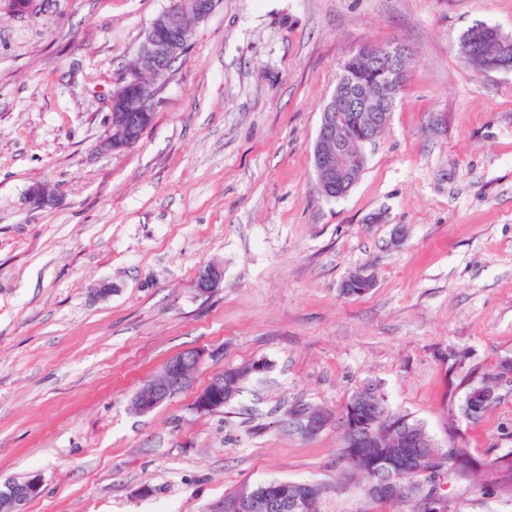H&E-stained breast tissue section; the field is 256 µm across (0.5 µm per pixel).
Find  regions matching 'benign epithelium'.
Returning <instances> with one entry per match:
<instances>
[{
	"instance_id": "7a95c632",
	"label": "benign epithelium",
	"mask_w": 512,
	"mask_h": 512,
	"mask_svg": "<svg viewBox=\"0 0 512 512\" xmlns=\"http://www.w3.org/2000/svg\"><path fill=\"white\" fill-rule=\"evenodd\" d=\"M216 0H169V5L159 13L145 31L135 63L124 76L120 87L112 95L109 122L111 128L130 131L131 113L143 116L155 110L160 88L146 85L141 73L153 72L159 76L168 72L171 63L179 56L186 41L187 21L199 23L207 19L214 10ZM406 56L403 49H378L359 47L343 65L336 86L327 99L321 113L320 125L313 146V166L317 185L321 193L330 195L338 190L347 194L355 185V175L366 162L365 148L375 143L377 131L388 126L391 112L403 90L406 70L400 67V58ZM512 56V42L502 43L498 58H470V66L479 74L503 71ZM357 114L358 123L364 125L361 137H342L337 133L339 122L345 112ZM31 203L37 207L57 204L58 199L45 186L36 184L29 189ZM223 278L217 267H207L199 274L196 287L199 293L207 294ZM360 285L361 292L374 287V279L363 270L348 274L342 288L351 283ZM208 352L203 348H192L179 352L164 365L162 373L147 384L146 394L136 393L132 399L135 412L145 414L170 401L177 394L192 386L194 374L203 363ZM368 386L357 392L351 404L344 407L342 422L347 435L348 447L359 448L365 436L362 423L356 420L358 408H369L372 417H377L374 402L367 394ZM235 396L233 385H224V377H212L194 402L200 413L214 411L224 406L225 401ZM331 414L314 413L306 405L297 404L288 411V425L305 437L318 435L330 422ZM400 447L393 449L370 465L371 477L364 486L371 498L387 502L404 500L415 492L414 485L406 480V471L421 463L445 464L448 453L438 448L434 440L419 429H408L399 433ZM42 478L31 474L23 482L8 484L0 489V512H25V506L40 495ZM316 496L312 486L300 491L296 485L280 483L269 488L263 496L246 493L242 499L245 512H284L288 500H311Z\"/></svg>"
}]
</instances>
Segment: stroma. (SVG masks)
<instances>
[{
    "mask_svg": "<svg viewBox=\"0 0 512 512\" xmlns=\"http://www.w3.org/2000/svg\"><path fill=\"white\" fill-rule=\"evenodd\" d=\"M167 4L0 0V488L40 474L26 512H204L288 480L322 486L318 512H419L374 502L341 457L343 408L369 384L439 447L512 457V70L458 53L477 24L512 36V0H218L140 140L104 152L119 78ZM363 45L405 49L406 83L328 200L312 146ZM36 183L58 204L33 207ZM208 266L223 278L202 294ZM357 269L375 285L345 296ZM190 348L208 352L192 387L135 413ZM256 361L232 401L195 410L214 374ZM485 383L495 401L469 420ZM298 403L332 422L293 431ZM440 497L512 512L452 476Z\"/></svg>",
    "mask_w": 512,
    "mask_h": 512,
    "instance_id": "stroma-1",
    "label": "stroma"
}]
</instances>
